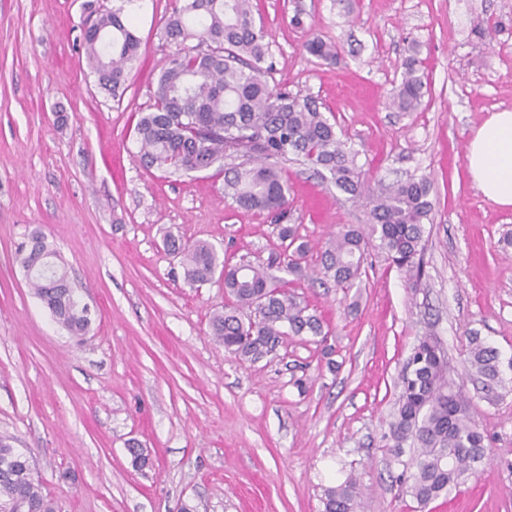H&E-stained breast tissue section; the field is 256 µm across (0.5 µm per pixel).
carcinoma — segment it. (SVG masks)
Returning a JSON list of instances; mask_svg holds the SVG:
<instances>
[{"mask_svg":"<svg viewBox=\"0 0 512 512\" xmlns=\"http://www.w3.org/2000/svg\"><path fill=\"white\" fill-rule=\"evenodd\" d=\"M110 9L91 11L94 19L83 33L88 66L100 86L117 96L128 69L139 58L141 41L133 27L140 0H118ZM175 45L161 73L154 103L136 126L141 160L172 174L199 167L224 166L228 157L244 163L224 171V196L236 208L265 213L276 222L279 247L264 260L246 253L218 255L208 242H182L170 233L166 246L181 257L192 284L220 274L228 302L210 320L212 336L224 350L255 363L270 355L283 337L320 336L321 319L288 291L286 275L302 273L308 249L295 245L296 228L288 216V180L280 163L295 156L321 179L354 201H364L368 228L349 226L336 234L318 255L324 276L347 294L360 287L369 248L386 254L410 285L422 274L425 224L432 211V185L425 175L386 181L365 177L357 152L336 131L311 96L270 84L269 43L256 26L249 0H175L165 24ZM197 41L188 47L186 42ZM307 52L338 62V46L319 36ZM403 63L401 80L390 95L400 112L421 107L427 83L413 44ZM21 264L37 297L74 336L87 333L90 320L79 307L57 253L44 237L34 235L19 248ZM466 359L467 374L490 389L500 382L498 352L473 333ZM448 361L432 336L421 337L403 368L398 408L390 424L400 457L412 448L403 484L421 505L446 497L490 461L487 436L473 422L463 387L448 384ZM357 479L348 475L324 491L323 512H357ZM0 512H54L51 498L31 474L29 455L0 436Z\"/></svg>","mask_w":512,"mask_h":512,"instance_id":"carcinoma-1","label":"carcinoma"}]
</instances>
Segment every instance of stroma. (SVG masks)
Wrapping results in <instances>:
<instances>
[{"label":"stroma","mask_w":512,"mask_h":512,"mask_svg":"<svg viewBox=\"0 0 512 512\" xmlns=\"http://www.w3.org/2000/svg\"><path fill=\"white\" fill-rule=\"evenodd\" d=\"M85 3L0 0V435L32 457L56 512H322L325 489L349 474L362 512H512V207L482 195L466 160L473 132L512 109V0H252L273 82L317 98L370 176L433 185L417 286L376 249L350 295L291 283L329 335L285 337L256 363L211 334L222 282L190 284L163 238L264 257L278 244L273 223L237 210L217 169H148L135 142L175 50L164 33L172 0H141V53L118 98L85 66ZM488 22L490 40L478 35ZM316 35L336 42L339 63L306 51ZM411 42L428 92L400 112L388 99ZM283 170L312 266L367 216L299 162ZM36 231L90 310L86 335L58 324L29 285L17 248ZM473 330L499 353L491 394L465 375ZM427 333L491 462L423 506L399 480L389 423ZM132 440L148 465H133Z\"/></svg>","instance_id":"stroma-1"}]
</instances>
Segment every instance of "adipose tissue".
Masks as SVG:
<instances>
[{"instance_id":"obj_1","label":"adipose tissue","mask_w":512,"mask_h":512,"mask_svg":"<svg viewBox=\"0 0 512 512\" xmlns=\"http://www.w3.org/2000/svg\"><path fill=\"white\" fill-rule=\"evenodd\" d=\"M466 159L471 179L484 197L512 207V110L492 113L473 132Z\"/></svg>"}]
</instances>
